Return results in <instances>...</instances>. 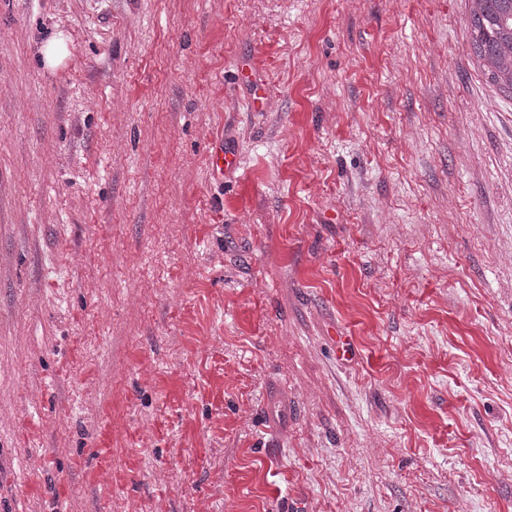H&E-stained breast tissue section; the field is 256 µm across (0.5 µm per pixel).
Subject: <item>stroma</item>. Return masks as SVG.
I'll return each instance as SVG.
<instances>
[{
    "label": "stroma",
    "mask_w": 512,
    "mask_h": 512,
    "mask_svg": "<svg viewBox=\"0 0 512 512\" xmlns=\"http://www.w3.org/2000/svg\"><path fill=\"white\" fill-rule=\"evenodd\" d=\"M470 8L0 0V512H512ZM44 63L48 68L54 69L61 65L66 56L65 37L62 32L54 34L42 45Z\"/></svg>",
    "instance_id": "1"
}]
</instances>
